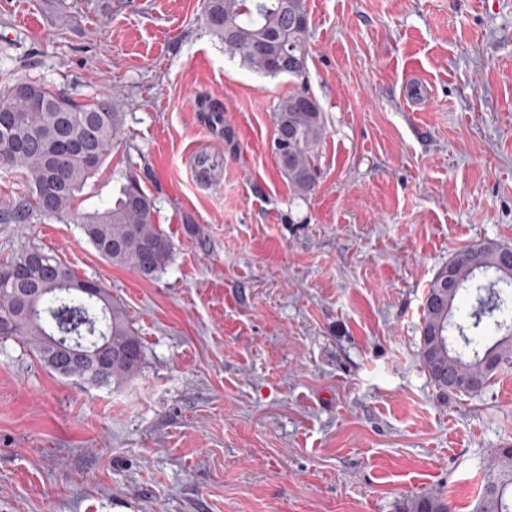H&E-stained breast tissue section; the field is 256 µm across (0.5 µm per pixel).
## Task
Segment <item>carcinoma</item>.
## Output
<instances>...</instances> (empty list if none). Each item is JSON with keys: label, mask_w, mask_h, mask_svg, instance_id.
I'll list each match as a JSON object with an SVG mask.
<instances>
[{"label": "carcinoma", "mask_w": 512, "mask_h": 512, "mask_svg": "<svg viewBox=\"0 0 512 512\" xmlns=\"http://www.w3.org/2000/svg\"><path fill=\"white\" fill-rule=\"evenodd\" d=\"M307 0H205L208 29L224 42V52L239 57L265 77L294 75L307 60ZM124 113L102 97L77 103L67 93L37 80L14 83L0 92V165L17 173L21 188L0 206V224H24L34 213L60 224H78L97 253L114 266L151 277L169 263L173 244L156 222L154 197L131 174L112 200L81 211L77 201L125 137ZM275 138L288 149L273 148L281 174L294 195L306 198L315 188V159L325 135L322 111L308 92H293L274 112ZM505 244L485 240L457 251L432 280L424 299L420 356L438 389L477 393L504 365L512 364V342L489 340V325L512 331V273L499 267ZM71 282L59 285L51 271L34 263L25 249L0 262V336L17 337L58 375H78L97 386L120 385L135 376L143 345L124 304L104 287L81 291L83 279L61 259L40 251ZM459 283L448 295V278ZM471 299L467 315L450 321L459 295ZM65 336L90 352L112 342V358L97 364L90 356L59 357L53 342ZM473 512H512V448L495 450ZM409 512H449L438 496L413 500Z\"/></svg>", "instance_id": "carcinoma-1"}]
</instances>
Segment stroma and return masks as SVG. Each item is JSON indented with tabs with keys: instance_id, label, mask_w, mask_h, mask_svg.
I'll return each instance as SVG.
<instances>
[{
	"instance_id": "obj_1",
	"label": "stroma",
	"mask_w": 512,
	"mask_h": 512,
	"mask_svg": "<svg viewBox=\"0 0 512 512\" xmlns=\"http://www.w3.org/2000/svg\"><path fill=\"white\" fill-rule=\"evenodd\" d=\"M307 7L305 72L270 78L225 53L204 0H0V88L39 79L125 115L84 208L135 173L174 245L147 278L78 225L0 224L1 260L55 253L122 300L144 350L97 387L0 338V512H472L512 448V366L467 397L419 351L438 270L512 244V0ZM294 89L326 127L304 199L272 151ZM198 151L217 186L192 177Z\"/></svg>"
}]
</instances>
